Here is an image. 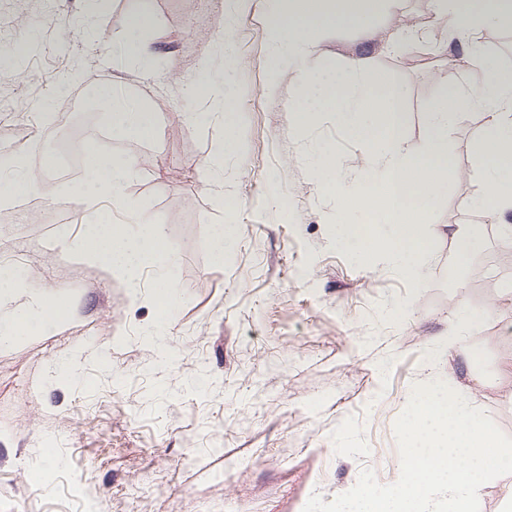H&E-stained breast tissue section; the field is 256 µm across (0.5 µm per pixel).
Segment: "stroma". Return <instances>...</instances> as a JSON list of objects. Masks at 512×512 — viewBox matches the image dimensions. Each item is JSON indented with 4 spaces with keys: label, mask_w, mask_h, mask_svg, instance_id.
<instances>
[{
    "label": "stroma",
    "mask_w": 512,
    "mask_h": 512,
    "mask_svg": "<svg viewBox=\"0 0 512 512\" xmlns=\"http://www.w3.org/2000/svg\"><path fill=\"white\" fill-rule=\"evenodd\" d=\"M88 29V0H0V31H30L39 49L20 74L0 73V150L24 149L32 169L68 129H93L103 113L69 111L75 93L112 86L159 115L154 140L113 138L115 156L138 166L125 192L142 217L162 225L176 261L146 271L139 290L97 264L48 248L51 212L70 210L66 186L23 196L24 224L0 222V252L37 291L70 303L66 319L0 347V512H303L373 470L391 484L401 471L394 425L414 385L454 377L498 429L512 437V235L496 214L475 210L481 182L471 142L484 132L477 107L462 106L448 131L453 172L425 216L439 230L413 281L395 265L369 266L340 235L351 220L342 188L361 182L364 149L323 112L308 126L285 110L301 80L283 58L265 64L260 0H152L145 39L158 51L152 77L114 49L128 28V0H102ZM436 29L431 0H387L370 33L339 24L309 62L341 70L354 55L387 73L404 97L405 147L427 136L425 111L443 91L468 89L456 59L407 53V20ZM233 36L226 54L225 34ZM77 72L74 81L63 73ZM213 81L232 109L189 94ZM197 112L212 120L192 121ZM238 136L224 155L216 194L206 159L225 124ZM336 155L331 185L311 160ZM237 228L223 264L212 228ZM177 303L161 317L156 284ZM479 315L464 349L436 359L461 310Z\"/></svg>",
    "instance_id": "35a3bbf8"
}]
</instances>
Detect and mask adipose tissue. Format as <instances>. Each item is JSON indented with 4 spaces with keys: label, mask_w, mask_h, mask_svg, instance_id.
Here are the masks:
<instances>
[{
    "label": "adipose tissue",
    "mask_w": 512,
    "mask_h": 512,
    "mask_svg": "<svg viewBox=\"0 0 512 512\" xmlns=\"http://www.w3.org/2000/svg\"><path fill=\"white\" fill-rule=\"evenodd\" d=\"M131 34L122 43L124 55L146 64L155 51L139 36L151 22V0H130ZM380 0H262L267 32V64L276 69L282 57L307 61L319 51L318 33L327 26L350 24L367 29ZM512 17V0H434L435 22L449 31L471 37L483 27ZM479 80L470 90L472 101L483 104L486 131L471 144L481 162L480 191L472 198L475 209L498 214L505 233H512V77L482 57L466 60ZM99 109L109 118L114 136L136 140L156 137V115L147 106L116 97L111 87L94 91ZM339 104V121L350 136L365 146V181L359 190L342 191L343 204L358 213L359 221L343 225V239L367 258H387L405 275L422 279L433 233L423 222L439 196L452 165L448 158V128L457 116L456 95L440 94L427 109L428 136L417 152L404 146L401 112L403 96L391 78L368 70L366 57L349 61L332 74L304 70L294 99L287 106L294 124L312 123L319 112ZM88 158L82 183L70 200L85 222L79 234L59 225L53 247L74 263H95L137 288L145 270L174 262L161 225L143 221L125 185L137 161L115 159L108 146L92 141L77 144ZM65 298L38 297L33 313L0 320V346L19 342L39 326L64 320Z\"/></svg>",
    "instance_id": "ef3b65f1"
}]
</instances>
